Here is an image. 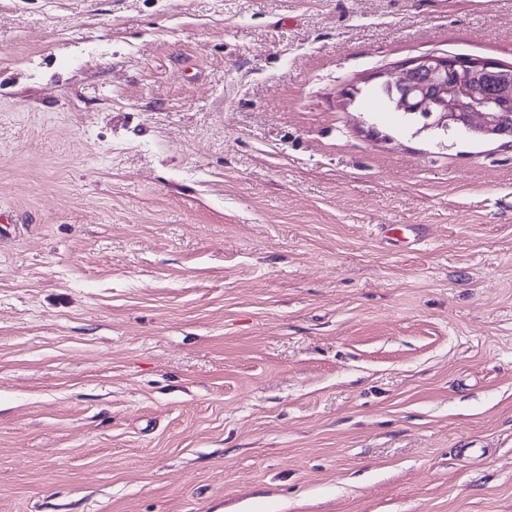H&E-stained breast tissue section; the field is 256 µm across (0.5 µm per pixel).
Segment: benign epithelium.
Wrapping results in <instances>:
<instances>
[{
    "instance_id": "benign-epithelium-1",
    "label": "benign epithelium",
    "mask_w": 512,
    "mask_h": 512,
    "mask_svg": "<svg viewBox=\"0 0 512 512\" xmlns=\"http://www.w3.org/2000/svg\"><path fill=\"white\" fill-rule=\"evenodd\" d=\"M497 79L484 91L481 78ZM396 112L419 115L426 126L475 137L512 136L507 105L512 103V66L466 54H428L405 60L393 72L374 75Z\"/></svg>"
}]
</instances>
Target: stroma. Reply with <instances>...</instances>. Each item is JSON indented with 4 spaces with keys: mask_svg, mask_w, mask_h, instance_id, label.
Wrapping results in <instances>:
<instances>
[{
    "mask_svg": "<svg viewBox=\"0 0 512 512\" xmlns=\"http://www.w3.org/2000/svg\"><path fill=\"white\" fill-rule=\"evenodd\" d=\"M432 53L512 0H0V512H512V144L374 101Z\"/></svg>",
    "mask_w": 512,
    "mask_h": 512,
    "instance_id": "stroma-1",
    "label": "stroma"
}]
</instances>
